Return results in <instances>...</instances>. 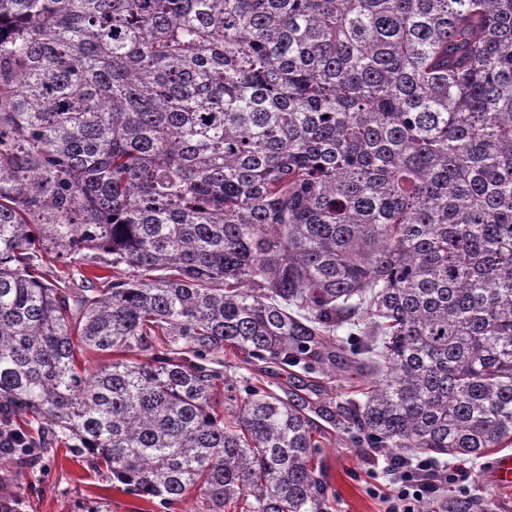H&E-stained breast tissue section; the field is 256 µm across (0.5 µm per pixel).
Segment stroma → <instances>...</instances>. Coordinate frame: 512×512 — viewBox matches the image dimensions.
I'll use <instances>...</instances> for the list:
<instances>
[{
  "label": "stroma",
  "instance_id": "35a3bbf8",
  "mask_svg": "<svg viewBox=\"0 0 512 512\" xmlns=\"http://www.w3.org/2000/svg\"><path fill=\"white\" fill-rule=\"evenodd\" d=\"M224 361L237 388L251 382L278 392L289 386L288 373L276 365L262 361L244 365L230 353ZM314 381L316 401L331 408L358 396L367 378L336 370L316 375ZM501 454L496 448L478 459L442 458L439 466L448 471L451 481L435 497L422 501L419 512H482L488 500L493 512H512V488L495 486L489 480ZM388 456L385 450L354 447L342 431L327 426L316 459L327 484L330 512H384L382 495L390 479L374 475L372 466ZM0 491L16 500L20 512H163L110 476L93 472L83 457L62 447L45 450L35 469L1 471Z\"/></svg>",
  "mask_w": 512,
  "mask_h": 512
}]
</instances>
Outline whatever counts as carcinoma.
<instances>
[{"mask_svg":"<svg viewBox=\"0 0 512 512\" xmlns=\"http://www.w3.org/2000/svg\"><path fill=\"white\" fill-rule=\"evenodd\" d=\"M227 349L370 380L222 406ZM320 417L512 447V0H0V469L329 512ZM315 378H308L313 380L317 386L316 395L311 397L318 401L321 406L326 409L335 407L336 403L342 402L348 398H359V392L364 388L367 378L365 374H350L340 372L338 370L331 371L328 374L312 375ZM358 386V387H357Z\"/></svg>","mask_w":512,"mask_h":512,"instance_id":"1","label":"carcinoma"}]
</instances>
